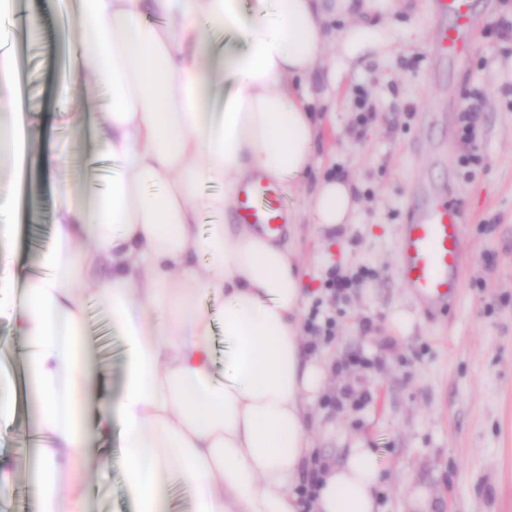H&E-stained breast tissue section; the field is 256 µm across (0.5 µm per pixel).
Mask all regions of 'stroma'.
<instances>
[{
	"label": "stroma",
	"mask_w": 512,
	"mask_h": 512,
	"mask_svg": "<svg viewBox=\"0 0 512 512\" xmlns=\"http://www.w3.org/2000/svg\"><path fill=\"white\" fill-rule=\"evenodd\" d=\"M472 7L482 23L462 61L433 48L432 0H373L364 25L331 17L333 65L307 79L323 123L315 164L305 187L276 198L286 210L304 212L317 178L357 184L352 224L338 233L299 225L293 246L311 288L302 333L330 370L312 409L316 446L334 462L347 439L377 449L388 467L382 512H408L409 483L427 490L432 512H512V0H472ZM76 10L77 0H25L26 13L43 25L23 69L29 154L41 179L29 191L28 214L15 216L23 224L14 245L21 271L38 268L51 244L56 180L66 178L83 201L100 192L91 160L108 91L79 79L74 103L86 112L80 128L52 107L67 39L58 17ZM353 34L359 49L349 55L339 43ZM475 96L481 117L472 149L460 115ZM431 188L449 195L463 224L462 288L445 310L420 302L397 270L401 227ZM339 275L354 287L337 291ZM397 309L416 320L405 339L387 326ZM108 322L106 310L90 304V351L112 358L96 365V402L116 397L122 381V357L114 352L121 338L107 331ZM38 414L32 391L11 427L0 430V473L13 491L0 512H38L39 454L25 442ZM120 446L116 436L92 442L88 512H134L122 471L103 465Z\"/></svg>",
	"instance_id": "stroma-1"
}]
</instances>
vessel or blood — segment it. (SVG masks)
Wrapping results in <instances>:
<instances>
[{
    "label": "vessel or blood",
    "instance_id": "vessel-or-blood-1",
    "mask_svg": "<svg viewBox=\"0 0 512 512\" xmlns=\"http://www.w3.org/2000/svg\"><path fill=\"white\" fill-rule=\"evenodd\" d=\"M439 23L437 48L441 54L460 58L467 54L480 19L470 0H433ZM275 185L255 180L243 189L236 209L238 222L257 226L263 233L279 235L287 213L276 205ZM463 226L458 207L447 197L429 194L402 226L398 244L399 276L404 285L430 306L453 301L461 288L460 246Z\"/></svg>",
    "mask_w": 512,
    "mask_h": 512
}]
</instances>
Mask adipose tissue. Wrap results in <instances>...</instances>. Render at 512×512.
Here are the masks:
<instances>
[{
	"mask_svg": "<svg viewBox=\"0 0 512 512\" xmlns=\"http://www.w3.org/2000/svg\"><path fill=\"white\" fill-rule=\"evenodd\" d=\"M72 75L111 97L97 128L117 163L90 204L55 186L52 245L17 283L16 225L0 222V427L16 418L20 360L40 402V512H86L90 435L119 432L135 512H161L178 477L190 512H380L374 449L320 460L308 407L328 380L302 335L307 290L289 241L228 218L255 179L297 184L320 125L306 77L330 48L325 0H79ZM26 106L0 45V210L19 193ZM351 182L319 181L309 221L350 224ZM216 216L213 224L203 215ZM97 299L123 341L119 398L89 410L81 342ZM223 362H216V350ZM93 423H86V415Z\"/></svg>",
	"mask_w": 512,
	"mask_h": 512,
	"instance_id": "adipose-tissue-1",
	"label": "adipose tissue"
}]
</instances>
